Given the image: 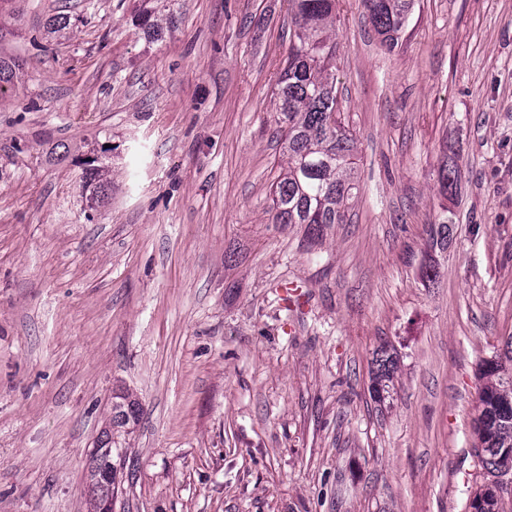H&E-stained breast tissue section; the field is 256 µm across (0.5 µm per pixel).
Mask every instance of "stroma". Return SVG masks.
<instances>
[{
  "label": "stroma",
  "mask_w": 512,
  "mask_h": 512,
  "mask_svg": "<svg viewBox=\"0 0 512 512\" xmlns=\"http://www.w3.org/2000/svg\"><path fill=\"white\" fill-rule=\"evenodd\" d=\"M140 4L0 19L25 65L0 95V512H88L120 394L140 416L112 512H467L479 365L512 339V0H415L392 49L342 0L358 194L317 230L269 213L288 0H161L156 39ZM90 156L112 178L93 210ZM142 8L134 16L133 24L142 29L149 37H159L163 33V19L156 15L153 7L148 6V2L143 1ZM370 395L375 402H383L389 397L390 389L393 388V380L399 370V355L382 347L377 350L372 361Z\"/></svg>",
  "instance_id": "35a3bbf8"
}]
</instances>
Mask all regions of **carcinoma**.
<instances>
[{
    "label": "carcinoma",
    "instance_id": "1",
    "mask_svg": "<svg viewBox=\"0 0 512 512\" xmlns=\"http://www.w3.org/2000/svg\"><path fill=\"white\" fill-rule=\"evenodd\" d=\"M292 3L288 54L277 79L276 111L285 124L282 166L271 187L269 212L274 224H344L357 191L355 139L341 117L336 92V17L339 0H290ZM383 42L393 48L408 27L414 0H361ZM133 24L150 37L163 33V19L153 7L142 5ZM23 63L0 56V91L20 78ZM459 167L442 164L443 193L456 191ZM90 190L89 207L104 201L111 182L91 163L82 169ZM452 225H432V245L444 248ZM399 355L383 347L372 361L370 395L381 403L389 397L399 370ZM486 379L479 393L475 435L477 455L489 474L498 470L502 456L512 452V375L502 360H482ZM139 404L130 396L112 405V427L123 428L139 418ZM121 469L114 462L112 434L103 433L89 457V504L92 512H112V491ZM484 512H500L501 488L491 480L481 486Z\"/></svg>",
    "mask_w": 512,
    "mask_h": 512
}]
</instances>
